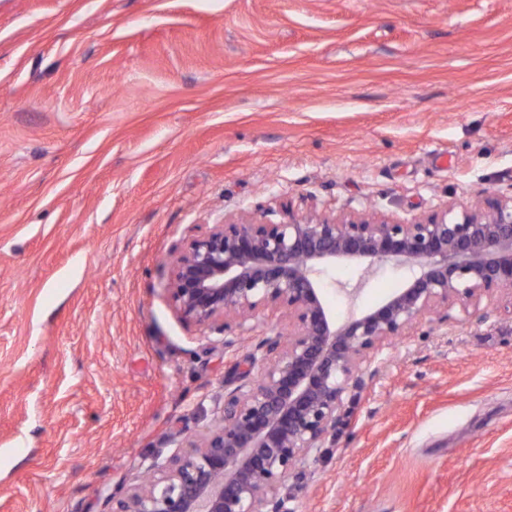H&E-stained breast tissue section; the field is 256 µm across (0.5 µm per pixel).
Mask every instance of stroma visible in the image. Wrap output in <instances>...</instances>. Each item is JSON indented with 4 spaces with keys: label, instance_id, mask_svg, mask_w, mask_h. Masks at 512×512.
Instances as JSON below:
<instances>
[{
    "label": "stroma",
    "instance_id": "35a3bbf8",
    "mask_svg": "<svg viewBox=\"0 0 512 512\" xmlns=\"http://www.w3.org/2000/svg\"><path fill=\"white\" fill-rule=\"evenodd\" d=\"M512 191V0H0V512H110L205 433L225 350L192 236L308 199L413 219ZM408 267L325 268L337 320ZM295 512H512V310L369 352Z\"/></svg>",
    "mask_w": 512,
    "mask_h": 512
}]
</instances>
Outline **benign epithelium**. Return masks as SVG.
I'll use <instances>...</instances> for the list:
<instances>
[{
    "label": "benign epithelium",
    "mask_w": 512,
    "mask_h": 512,
    "mask_svg": "<svg viewBox=\"0 0 512 512\" xmlns=\"http://www.w3.org/2000/svg\"><path fill=\"white\" fill-rule=\"evenodd\" d=\"M282 211L278 223L215 224L174 261L177 311L224 333V347L253 335L265 310L286 313L288 327L262 339L224 389L220 424L147 458L146 480L112 497L111 512H295L281 489L343 425L345 397L365 385L367 353L430 315L456 320L457 307L484 320L498 294L512 295V194L486 190L474 205L410 221L291 203ZM338 262L366 271L394 262L411 276L338 324L319 279Z\"/></svg>",
    "instance_id": "1"
}]
</instances>
